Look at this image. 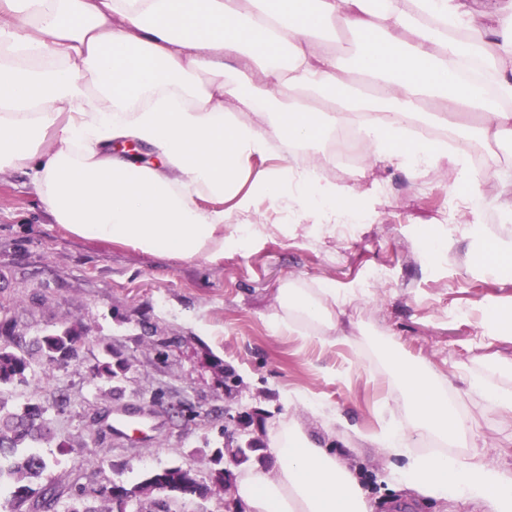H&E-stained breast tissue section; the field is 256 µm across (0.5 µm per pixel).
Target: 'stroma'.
Here are the masks:
<instances>
[{"label": "stroma", "mask_w": 512, "mask_h": 512, "mask_svg": "<svg viewBox=\"0 0 512 512\" xmlns=\"http://www.w3.org/2000/svg\"><path fill=\"white\" fill-rule=\"evenodd\" d=\"M363 200L355 226L290 224L267 215L265 231L217 263L161 258L79 240L41 211L21 175L0 180V313L33 336L81 326L79 361L37 366L35 384L4 386L0 401L69 398L56 440L43 445L46 480L69 489L79 476L138 483L174 463L207 478L209 443L264 442L266 423L293 420L357 468L372 512H476L465 499L433 500L396 485L367 434L405 416L386 365L385 339L451 383L469 431L455 455L512 470V418L467 385L469 376L512 388V334L480 326L483 309L512 308V279L474 261L484 240L512 242V214L493 194L455 204L449 164L417 174L386 162L350 180ZM436 240L438 251L423 244ZM382 272L370 284L373 272ZM332 288L353 334L333 345L281 333L271 323L281 287ZM171 337L153 348L151 335ZM133 369L114 390L91 383L106 351ZM144 414L145 443L102 444L114 413ZM338 411L347 428L328 425Z\"/></svg>", "instance_id": "35a3bbf8"}]
</instances>
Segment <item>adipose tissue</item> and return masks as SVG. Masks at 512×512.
Returning <instances> with one entry per match:
<instances>
[{
    "instance_id": "ef3b65f1",
    "label": "adipose tissue",
    "mask_w": 512,
    "mask_h": 512,
    "mask_svg": "<svg viewBox=\"0 0 512 512\" xmlns=\"http://www.w3.org/2000/svg\"><path fill=\"white\" fill-rule=\"evenodd\" d=\"M357 38L342 62L328 33ZM273 114L271 128L249 114ZM455 126L460 147L407 143L410 124ZM354 120L371 155L412 172L449 161L459 181L512 192V175L473 172L470 137L512 134V0H0V176L27 177L72 236L159 257L216 263L257 236L261 214L339 224L355 191L317 160L266 166ZM274 322L344 335L336 291L283 288ZM408 416L371 436L388 472L424 496L512 512V471L444 444L465 430L447 382L390 354ZM440 440L415 453L423 435ZM274 470H242L244 512H372L355 471L297 423L267 432Z\"/></svg>"
}]
</instances>
